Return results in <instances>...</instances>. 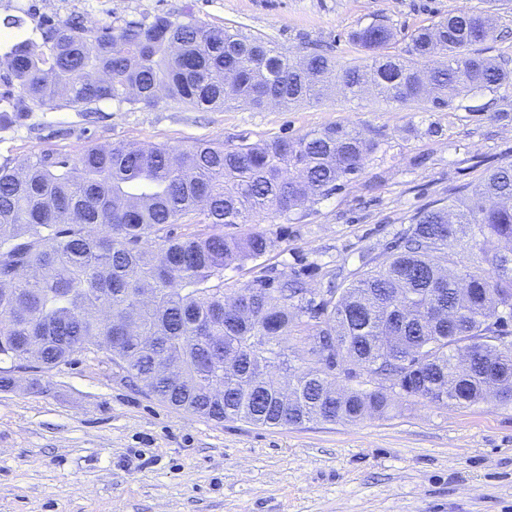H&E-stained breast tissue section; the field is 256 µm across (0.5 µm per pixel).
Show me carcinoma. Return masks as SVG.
Here are the masks:
<instances>
[{"mask_svg":"<svg viewBox=\"0 0 512 512\" xmlns=\"http://www.w3.org/2000/svg\"><path fill=\"white\" fill-rule=\"evenodd\" d=\"M35 30L4 53L0 126L35 107L153 105L160 91L219 109L226 84L253 109L318 100L335 85L435 108L512 86L511 70L471 50L495 34L482 9L416 28L406 58L393 52L391 27H360L349 40L366 62L349 66L319 53L295 60L189 13L95 29L79 15L41 17ZM374 149L362 131L334 125L233 148L116 144L74 157L46 148L16 167L1 163L0 279L9 283L0 284V363L25 367L30 339L44 370L105 342L153 395L209 419L277 427L386 413L385 395L336 388L323 365L331 339L351 377L383 376L436 406L485 402L491 383L512 385V347L498 345L503 312L512 313V163L448 207L419 212L404 249L335 301L296 304L300 289L288 285L224 289L225 267L271 246L258 231L226 236L224 225L292 220L304 202L359 174ZM199 215L209 232L173 235L171 225ZM151 235L156 250L140 246ZM463 238L468 265L449 253ZM290 336L303 367L290 362Z\"/></svg>","mask_w":512,"mask_h":512,"instance_id":"1","label":"carcinoma"}]
</instances>
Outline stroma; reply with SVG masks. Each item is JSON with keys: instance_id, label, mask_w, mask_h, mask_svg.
<instances>
[{"instance_id": "obj_1", "label": "stroma", "mask_w": 512, "mask_h": 512, "mask_svg": "<svg viewBox=\"0 0 512 512\" xmlns=\"http://www.w3.org/2000/svg\"><path fill=\"white\" fill-rule=\"evenodd\" d=\"M33 4L79 11L88 27L189 9L206 25L341 65L362 61L348 35L373 21L392 27L400 53L415 28L479 8L496 33L477 52L512 70V7L498 0H0V19ZM336 124L375 140L361 173L305 203L296 220L225 225V234L257 230L271 241L264 256L225 268V288L298 280L305 299L330 298L399 252L417 212L512 162V91L440 109L333 91L261 110L201 109L164 95L152 106L37 108L0 129V163L47 147L76 155L90 145L294 140ZM4 375L13 384L0 387V512H512V404L402 399L382 417L265 427L178 410L101 351Z\"/></svg>"}]
</instances>
